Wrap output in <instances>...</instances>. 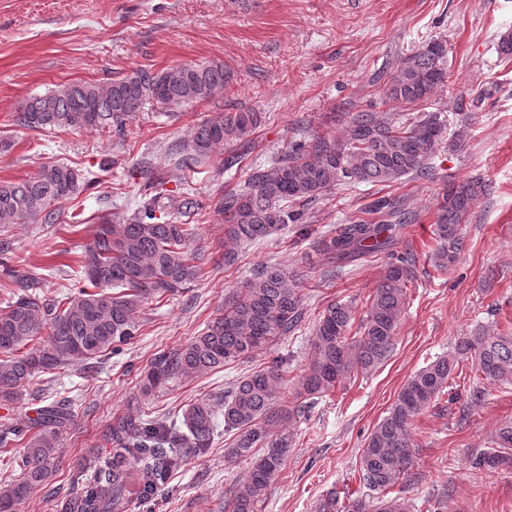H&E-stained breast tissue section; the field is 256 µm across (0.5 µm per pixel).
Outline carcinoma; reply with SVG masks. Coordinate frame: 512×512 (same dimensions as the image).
Returning a JSON list of instances; mask_svg holds the SVG:
<instances>
[{
	"instance_id": "1",
	"label": "carcinoma",
	"mask_w": 512,
	"mask_h": 512,
	"mask_svg": "<svg viewBox=\"0 0 512 512\" xmlns=\"http://www.w3.org/2000/svg\"><path fill=\"white\" fill-rule=\"evenodd\" d=\"M447 55L446 43L431 38L389 72L385 100L404 111L347 112L343 135L294 141L284 156L250 166L244 183L215 203L224 214V261H231L244 243H261L280 226L301 223L303 211L297 206L316 201L343 182L392 187L408 176L430 178L443 141L456 148L467 136L464 124L444 136L447 118L439 109L412 111L447 84ZM231 78L222 63H194L158 73L135 71L106 85L68 83L27 99L15 122L29 129L120 133L148 104L172 110L207 101ZM260 123V113L251 111L203 121L170 159L175 167L189 170L218 146L251 143ZM82 183L93 186L98 180L58 162L41 165L27 179L1 181L0 228L61 223L62 203ZM489 191L490 185L480 179L448 185L435 216L437 269L456 266L464 250L462 224ZM195 208L204 205L188 196L155 191L130 213L101 216L94 239L84 249L81 268L88 285L74 295L47 296L41 290L43 274L27 268L26 260L13 253L0 262L13 287L0 305L1 404L19 401L26 385L42 373L76 361L97 367L139 336L135 313L143 300L174 296L199 281L202 267L190 249L193 227L184 222ZM412 220L403 199L388 194L320 235L321 249L331 258L357 261L372 253L385 255V274L369 298L361 336L351 335V304L333 301L323 309L294 401H282L283 354L239 378L224 398V433L233 437L227 454L250 462L246 476L230 488L224 512H256L286 460L288 440L279 430L293 425L308 402L351 375L372 370L391 352L407 285L416 276L414 255L397 251ZM304 318L300 282L280 266L263 265L224 299V309L202 333L179 349L154 355L138 375L140 395L149 397L175 379L243 362L298 330ZM464 358L472 360L476 379L512 385V336L477 332L462 339L454 351L405 382L367 436L357 473L377 496L342 502L330 492L318 512H415L409 499L393 493L411 475L417 453L414 422L449 387ZM73 420L70 406L58 402L40 408L27 426L0 425V445L14 441L24 448L19 477L0 485V512H21L34 489L48 486L58 467L61 435ZM216 432L214 403L206 397L191 401L173 419L146 412L113 419L106 434L111 448L104 456L75 463L80 489L60 501L59 512H128L135 492L154 496L165 491L172 472L209 448ZM511 462L512 421L496 431L491 447L470 458L469 465L483 471Z\"/></svg>"
}]
</instances>
